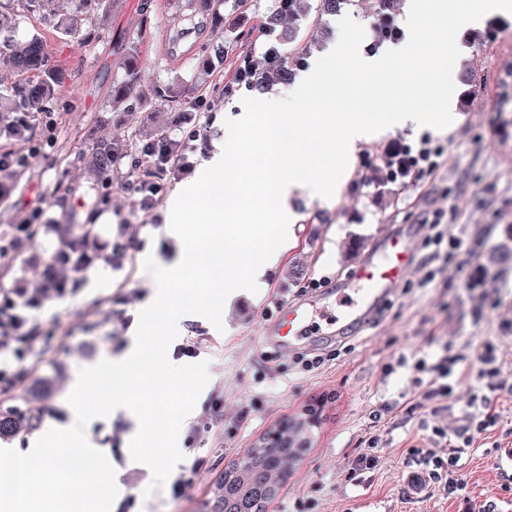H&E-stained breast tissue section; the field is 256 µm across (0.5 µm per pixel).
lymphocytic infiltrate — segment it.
<instances>
[{"label":"lymphocytic infiltrate","instance_id":"1","mask_svg":"<svg viewBox=\"0 0 512 512\" xmlns=\"http://www.w3.org/2000/svg\"><path fill=\"white\" fill-rule=\"evenodd\" d=\"M178 150L177 141L169 137L141 149L137 165L142 168L144 176L138 181V191L144 198L149 199L159 193L160 185L152 181L151 176L154 171L171 163ZM391 156L392 161L385 176L392 182L423 171H433L437 166V152L425 141L416 146L397 144ZM91 264L92 258L87 252L74 248L72 243H63L45 265L40 288L30 293L13 288L0 289V382L11 380L14 366L25 359L38 332L34 323L35 312L42 308L46 300L68 294L65 269H85ZM413 369L418 373H429L430 378L420 398L439 408L446 407L455 385L468 376L467 371L453 370L444 359L430 365L420 358L414 362ZM477 376L485 380L488 393L473 399L469 419L474 422L476 431L481 433L494 421L491 412L493 396L512 389V381L503 375L492 347L487 344L481 347Z\"/></svg>","mask_w":512,"mask_h":512}]
</instances>
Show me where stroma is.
Segmentation results:
<instances>
[{"label": "stroma", "mask_w": 512, "mask_h": 512, "mask_svg": "<svg viewBox=\"0 0 512 512\" xmlns=\"http://www.w3.org/2000/svg\"><path fill=\"white\" fill-rule=\"evenodd\" d=\"M113 0L107 22L85 23V38L64 41L43 16L0 0V21L11 29L10 48L21 50L34 36L45 44L46 67L62 73L55 93L31 116L29 142L44 143L29 166L0 172V226L18 224L34 209L56 224H86L96 257L84 271L67 270L73 290L48 301L39 316V339L23 368L26 375L0 401L38 414L37 427L0 446L26 449L50 425L70 418L67 396L79 369L122 356L137 330L138 313L152 297L146 257L169 266L176 242L160 234L175 186L194 172L213 140L224 136L227 104L253 96L229 81L243 60L261 64L263 24L273 0H221L202 27L187 19L186 0ZM301 34L318 49L337 44L339 19L320 15L318 0H302ZM462 65L457 74L452 131L421 126L396 128L362 144L344 185L331 198L299 196L294 240L266 285L226 304L222 328L194 315L181 319V344L197 343L194 359L209 364L201 392L178 445L184 455L171 482L151 497L143 490L150 468L132 459L133 423L97 418L94 442L111 457L118 495L111 512H211L225 470L263 436L308 407L320 413L311 445L288 472L266 512H512V393L495 399V424L460 449L462 487L449 494L446 481L411 487L414 449H432L431 430L463 432L468 404L484 387L475 379L457 384L447 411L411 410L420 390L409 364L449 358L457 366L475 361L478 345L492 343L503 374H512V15L487 16L476 29L459 31ZM138 52V82L132 97L112 106V86L125 77L124 60ZM177 84L176 102L156 99V87ZM201 120L195 136L183 130L184 112ZM164 133L181 143L175 166L160 171L162 191L146 201L134 190L135 160L142 146ZM429 137L441 149L435 172L403 182L375 180V161L398 142ZM124 146V159L99 161L103 145ZM464 239L453 252L448 235ZM387 235L409 238L413 266L393 291L372 327L361 335L304 344L325 364L302 371L295 353L282 352L269 335L277 302L308 295L310 279L326 278L320 293L335 298L350 287L361 254L356 242L375 247ZM58 234H38L18 256L0 257V289L36 288ZM482 285L469 287L474 268ZM433 273L425 281V273ZM221 403L206 419L210 399ZM383 410L381 420L372 413ZM374 451L376 467L354 471L359 456Z\"/></svg>", "instance_id": "stroma-1"}]
</instances>
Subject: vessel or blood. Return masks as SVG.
Segmentation results:
<instances>
[{"mask_svg":"<svg viewBox=\"0 0 512 512\" xmlns=\"http://www.w3.org/2000/svg\"><path fill=\"white\" fill-rule=\"evenodd\" d=\"M409 263L406 242H389L355 266L353 286L341 300L339 311L321 306L315 297L302 300L282 309L273 335L283 338L285 348L293 350L308 338L341 339L351 331H364L408 271Z\"/></svg>","mask_w":512,"mask_h":512,"instance_id":"vessel-or-blood-1","label":"vessel or blood"}]
</instances>
